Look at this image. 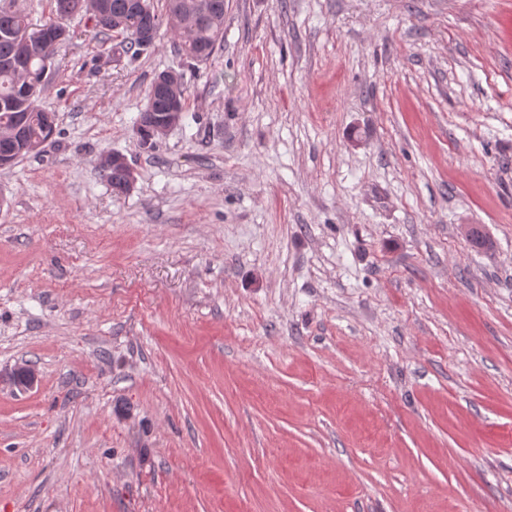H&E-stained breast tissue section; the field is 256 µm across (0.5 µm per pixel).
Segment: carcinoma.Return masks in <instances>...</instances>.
<instances>
[{
    "mask_svg": "<svg viewBox=\"0 0 512 512\" xmlns=\"http://www.w3.org/2000/svg\"><path fill=\"white\" fill-rule=\"evenodd\" d=\"M54 26V43L48 49L25 51V41L37 30L28 15L12 7L0 6V158L18 164L37 154L57 132L55 115L42 110L39 99L49 83L50 62L57 47L69 39L67 21L76 14H89L96 32L107 38L124 36L123 43L138 56L154 47L164 21L183 16L187 22L173 28L179 50L186 57L205 62L224 37V0H163V9L154 0H48ZM167 96L149 92L140 112L167 111ZM98 171L116 193L128 191L122 167L100 165Z\"/></svg>",
    "mask_w": 512,
    "mask_h": 512,
    "instance_id": "1",
    "label": "carcinoma"
}]
</instances>
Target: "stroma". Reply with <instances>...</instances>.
<instances>
[{"mask_svg": "<svg viewBox=\"0 0 512 512\" xmlns=\"http://www.w3.org/2000/svg\"><path fill=\"white\" fill-rule=\"evenodd\" d=\"M68 26L0 170V512H512V0H225L204 63ZM173 81L176 91L181 99L182 106L184 108L185 105V97H186V86L184 82V75L181 72L172 70ZM167 96L162 92H153V84L151 86V90L149 92L147 103L144 109L140 112L139 118L137 121V125L141 119H144V116L149 114V112H162L161 114L154 116L150 119L147 124L148 129V138L145 140V144L153 145L157 142V140L165 137L168 132L176 127L182 120L183 112L181 107V102L177 98H173L170 101L169 112H167ZM111 154L112 161L107 166L98 165L97 169L102 173V176L107 180L114 192L118 194L127 192V177L124 168L118 166L112 168L113 165L125 164L126 159L121 154L114 152Z\"/></svg>", "mask_w": 512, "mask_h": 512, "instance_id": "obj_1", "label": "stroma"}]
</instances>
